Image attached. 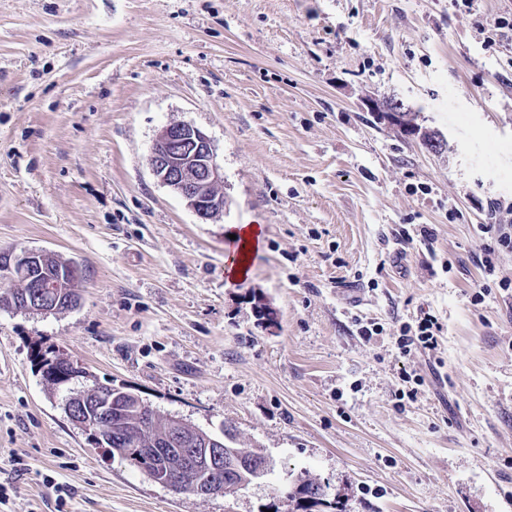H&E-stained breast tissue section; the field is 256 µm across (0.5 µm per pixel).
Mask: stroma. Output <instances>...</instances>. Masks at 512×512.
<instances>
[{
    "instance_id": "35a3bbf8",
    "label": "stroma",
    "mask_w": 512,
    "mask_h": 512,
    "mask_svg": "<svg viewBox=\"0 0 512 512\" xmlns=\"http://www.w3.org/2000/svg\"><path fill=\"white\" fill-rule=\"evenodd\" d=\"M504 19L512 0H0V253L82 272L76 310L0 308V512H55L52 480L67 512H300V477L327 488L310 512H512V288L475 298L486 202L512 203ZM390 96L442 152L376 119ZM173 122L224 169L213 222L150 171ZM238 224L261 229L242 278ZM426 314L437 349L400 353ZM57 352L270 472L197 496L104 458L48 391Z\"/></svg>"
}]
</instances>
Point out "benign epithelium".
Returning a JSON list of instances; mask_svg holds the SVG:
<instances>
[{"mask_svg": "<svg viewBox=\"0 0 512 512\" xmlns=\"http://www.w3.org/2000/svg\"><path fill=\"white\" fill-rule=\"evenodd\" d=\"M148 165L158 181L179 195L201 223L213 220V216L226 207L224 195L214 192L223 182L222 166L210 139L197 127L174 123L163 128L152 145ZM62 284L61 279L38 283L24 280V309L40 314L58 312V302L49 300L48 295L57 292ZM75 408L78 410L76 423L92 440L101 447L112 443L113 418L122 412L112 396L99 389L81 397ZM163 441L177 453L185 477L202 496L223 495L232 490V486L221 483L226 467L240 470L250 466L253 468L251 478L255 481L271 468L269 458H263L259 465L246 462L242 452L224 447V439L199 428L190 430L188 423L176 416L169 417ZM133 453L152 458L163 475L169 474L172 453L142 447L133 449Z\"/></svg>", "mask_w": 512, "mask_h": 512, "instance_id": "7a95c632", "label": "benign epithelium"}]
</instances>
